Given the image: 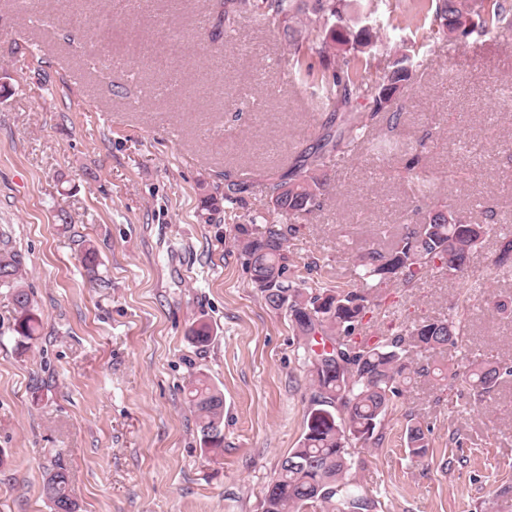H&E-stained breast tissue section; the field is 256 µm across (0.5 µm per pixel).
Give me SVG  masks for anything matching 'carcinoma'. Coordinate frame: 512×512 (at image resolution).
Instances as JSON below:
<instances>
[{
	"label": "carcinoma",
	"instance_id": "carcinoma-1",
	"mask_svg": "<svg viewBox=\"0 0 512 512\" xmlns=\"http://www.w3.org/2000/svg\"><path fill=\"white\" fill-rule=\"evenodd\" d=\"M212 36L233 30L249 17L281 34L288 42L295 74L303 81L321 85L322 108L328 110L324 133L315 151L302 156L291 167L266 179L265 190L274 213L289 220L302 219L319 210L330 183L327 170L333 158L356 148L376 154L409 156L400 178L413 198L425 200L420 218L400 225L385 247L368 248L356 256L351 288L313 286L290 275L287 234L292 228L269 227L259 237L240 242L246 265L260 254L268 268L279 271L268 279L251 271V282L272 309L288 317L302 339L303 365L310 377L312 394L305 429L299 444L285 456L276 477L267 487L264 512H376L377 502L357 481L348 449L357 444H376L383 439L384 421L400 397L403 387L419 373L412 349L453 350L462 348L466 328L462 319L423 320L406 329L412 348L403 346L402 334L369 343L352 338L367 310L368 295L393 285L409 286L435 265L450 277L468 271L464 260L481 245L491 224H474L448 202L433 199L435 184L416 171L418 148L399 139L374 134L386 118L392 128L400 124L402 107L393 105L385 90L396 93L412 79L413 57L402 54L381 67L382 46L375 0L365 24L351 20V0H215ZM412 19L416 29L442 38L452 34L480 39L492 32L512 30V4L508 0H471L462 10L460 0H416ZM353 50L352 61L332 75H314L307 59L330 62L335 46ZM371 101L370 111H352V102ZM493 265L512 272V238L501 243ZM0 288L11 290L17 313V332L31 340L39 326L28 292L22 285V263L7 241L0 242ZM190 339L198 346L212 340L205 323L190 328ZM512 378V365L481 361L453 379L461 396L481 400ZM189 405L197 415L200 443L208 450L224 445V395L207 378L195 376L187 387ZM407 448L411 455L426 453L428 444L421 425L409 419ZM70 476L60 463L52 465L44 481V493L53 512H78L70 494Z\"/></svg>",
	"mask_w": 512,
	"mask_h": 512
}]
</instances>
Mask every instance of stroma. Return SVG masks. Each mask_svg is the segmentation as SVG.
Returning a JSON list of instances; mask_svg holds the SVG:
<instances>
[{"label": "stroma", "instance_id": "obj_1", "mask_svg": "<svg viewBox=\"0 0 512 512\" xmlns=\"http://www.w3.org/2000/svg\"><path fill=\"white\" fill-rule=\"evenodd\" d=\"M401 0L388 54L421 45L401 89L398 137L423 143L439 198L498 232L464 278L439 268L372 293L356 340L461 306L463 353L432 367L512 364V276L491 262L512 233V32L428 38ZM210 0H0V235L22 261L41 327L16 331L0 289V512H52L45 473L61 460L79 512H262L282 458L302 436L312 387L299 337L253 288L239 246L265 227L267 172L311 151L323 118L307 107L280 35L240 20L211 39ZM406 159L359 150L328 169L333 192L288 237L296 275L350 287L378 225L416 208ZM245 182L242 205L224 187ZM94 247L103 285L81 249ZM213 329L194 345L192 323ZM224 395V446L201 447L186 400L191 374ZM416 417L429 448L410 456ZM380 512H512V383L479 405L421 377L404 388L374 447L351 449Z\"/></svg>", "mask_w": 512, "mask_h": 512}]
</instances>
